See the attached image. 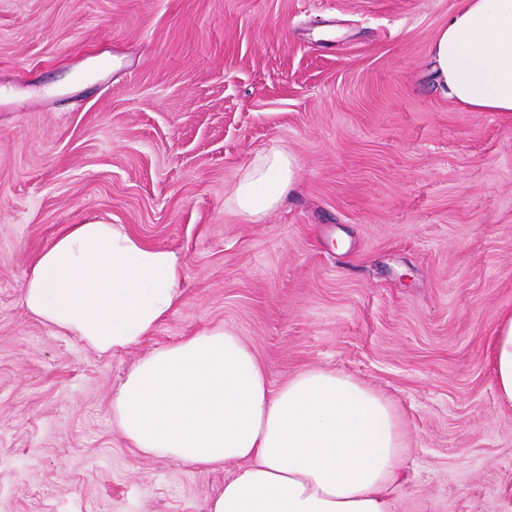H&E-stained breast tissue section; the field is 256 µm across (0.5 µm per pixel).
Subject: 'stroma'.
I'll use <instances>...</instances> for the list:
<instances>
[{
  "label": "stroma",
  "mask_w": 512,
  "mask_h": 512,
  "mask_svg": "<svg viewBox=\"0 0 512 512\" xmlns=\"http://www.w3.org/2000/svg\"><path fill=\"white\" fill-rule=\"evenodd\" d=\"M456 0H0V512H206L204 469L131 448L112 391L155 348L233 328L272 382L340 371L401 411L398 512H512V119L432 79ZM298 162L257 221L237 173ZM182 262L183 303L103 356L21 284L65 225ZM297 159L284 148L272 146L257 153L237 176L228 207L249 220L274 209L292 188ZM491 361L498 395L512 404V313L496 320Z\"/></svg>",
  "instance_id": "1"
}]
</instances>
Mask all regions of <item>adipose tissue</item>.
I'll use <instances>...</instances> for the list:
<instances>
[{"label":"adipose tissue","mask_w":512,"mask_h":512,"mask_svg":"<svg viewBox=\"0 0 512 512\" xmlns=\"http://www.w3.org/2000/svg\"><path fill=\"white\" fill-rule=\"evenodd\" d=\"M443 94L469 112L512 117V0H458L431 47ZM297 160L273 146L237 176L228 207L257 220L294 183ZM182 265L121 224L66 225L22 283L27 311L100 354L139 345L182 302ZM499 397L512 404V313L492 340ZM112 417L141 454L231 467L207 512H397L408 451L390 401L321 369L272 385L233 329L155 349L112 392Z\"/></svg>","instance_id":"ef3b65f1"}]
</instances>
